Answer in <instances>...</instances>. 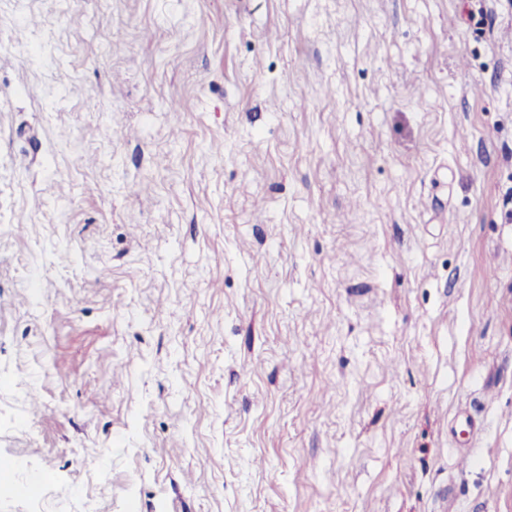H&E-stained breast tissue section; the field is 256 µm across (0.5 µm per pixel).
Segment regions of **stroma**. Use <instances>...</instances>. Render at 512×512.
Returning <instances> with one entry per match:
<instances>
[{
  "mask_svg": "<svg viewBox=\"0 0 512 512\" xmlns=\"http://www.w3.org/2000/svg\"><path fill=\"white\" fill-rule=\"evenodd\" d=\"M510 212L512 0H0V512H512Z\"/></svg>",
  "mask_w": 512,
  "mask_h": 512,
  "instance_id": "1",
  "label": "stroma"
}]
</instances>
